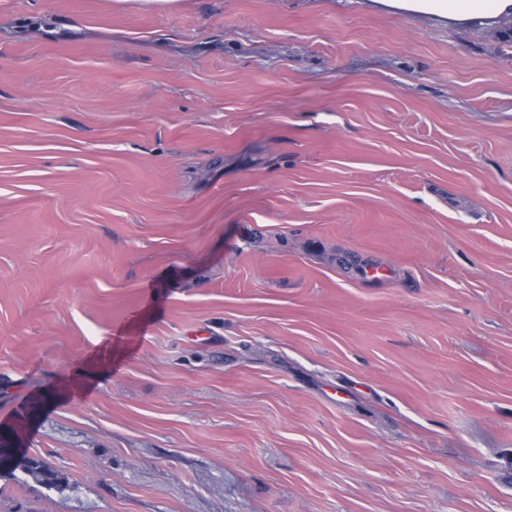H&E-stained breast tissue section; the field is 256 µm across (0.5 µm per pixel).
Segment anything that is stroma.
<instances>
[{
	"instance_id": "obj_1",
	"label": "stroma",
	"mask_w": 512,
	"mask_h": 512,
	"mask_svg": "<svg viewBox=\"0 0 512 512\" xmlns=\"http://www.w3.org/2000/svg\"><path fill=\"white\" fill-rule=\"evenodd\" d=\"M0 440V512H512V44L0 0ZM2 453L3 451L0 448V472L17 469L23 470L26 467L28 457L18 455L15 451L10 452L6 456H3ZM25 472L50 486L58 484L61 479L57 471L52 470L47 464L34 457L29 459L28 468Z\"/></svg>"
}]
</instances>
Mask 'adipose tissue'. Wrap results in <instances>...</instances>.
Listing matches in <instances>:
<instances>
[{
    "label": "adipose tissue",
    "mask_w": 512,
    "mask_h": 512,
    "mask_svg": "<svg viewBox=\"0 0 512 512\" xmlns=\"http://www.w3.org/2000/svg\"><path fill=\"white\" fill-rule=\"evenodd\" d=\"M383 8L406 15L437 18L448 24L491 27L512 18V0H374Z\"/></svg>",
    "instance_id": "obj_1"
}]
</instances>
